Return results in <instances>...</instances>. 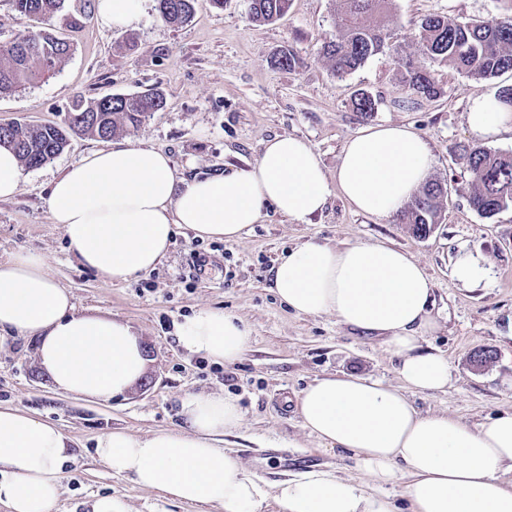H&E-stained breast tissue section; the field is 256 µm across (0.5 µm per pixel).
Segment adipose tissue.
I'll use <instances>...</instances> for the list:
<instances>
[{"label":"adipose tissue","mask_w":512,"mask_h":512,"mask_svg":"<svg viewBox=\"0 0 512 512\" xmlns=\"http://www.w3.org/2000/svg\"><path fill=\"white\" fill-rule=\"evenodd\" d=\"M467 122L479 138L512 127V107L497 96L471 98ZM434 158L412 126H369L344 145L335 178L313 148L294 136L264 142L248 167L177 181L170 157L115 143L93 151L57 178L48 207L80 263L114 282L150 271L166 256L176 227L202 239L236 241L266 207L296 222L321 211L339 189L358 212L390 217L427 182ZM280 302L298 315L335 314L346 326L382 338L400 379L327 375L300 392L297 413L325 449L351 453L372 486L311 469L269 484L220 448L242 423L237 400L194 394L184 425L145 437L109 430L95 452L116 476L162 498L213 512H255L273 500L280 512H398L381 493L404 482L406 512H512V412L476 425L423 414L415 393L444 391L451 365L428 348L436 326L433 284L409 253L381 243L336 247L309 239L272 269ZM39 341L37 359L69 394L107 400L126 393L147 367L127 322L80 313L42 256L0 259V335ZM179 345L215 363L237 362L251 332L238 316L202 306L176 328ZM73 441L55 423L0 406V505L7 512H54Z\"/></svg>","instance_id":"adipose-tissue-1"}]
</instances>
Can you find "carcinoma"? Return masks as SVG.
Instances as JSON below:
<instances>
[{"instance_id": "cac0c4a2", "label": "carcinoma", "mask_w": 512, "mask_h": 512, "mask_svg": "<svg viewBox=\"0 0 512 512\" xmlns=\"http://www.w3.org/2000/svg\"><path fill=\"white\" fill-rule=\"evenodd\" d=\"M69 0H13L15 11L32 21L59 17L70 31L81 28L83 13L71 10ZM336 35L326 39L321 54L338 76L355 71L369 58L387 52L401 69L402 103L418 104L440 95L427 61L439 60L477 81L512 70V18L491 16L477 22L446 16L426 18L412 52L390 41L379 21L390 0H336ZM194 0H156L161 18L173 27L188 22ZM290 0H249L250 19L271 22L287 11ZM73 51V42L48 30L37 38L18 35L0 51V92L41 82L52 76L61 61ZM165 105L164 94L148 90L105 96L90 103L77 99L62 124L32 126L15 120L0 124V146L12 149L22 164L39 167L61 154L73 134L110 138L127 127L141 124ZM465 176V189L474 210L492 217L512 207V155L485 147H465L458 157ZM446 200L444 186L427 182L396 214L401 224L424 237L438 223Z\"/></svg>"}]
</instances>
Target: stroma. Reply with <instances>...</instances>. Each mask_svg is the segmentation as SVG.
<instances>
[{
  "mask_svg": "<svg viewBox=\"0 0 512 512\" xmlns=\"http://www.w3.org/2000/svg\"><path fill=\"white\" fill-rule=\"evenodd\" d=\"M96 3L85 0L79 32L56 27V34L71 35L75 45L52 77L0 93V123L59 124L75 98L158 89L165 106L115 140L163 151L180 179L246 166L276 135L308 141L332 177L343 146L362 128L405 123L429 143L431 178L448 183L452 192L439 224L423 238L393 219L356 212L336 191L303 224L265 209L262 220L232 243L178 230L155 270L115 283L75 259L47 204L52 182L105 147V140L73 136L54 159L23 169L19 194L0 201V258L19 251L41 255L78 310L130 322L149 357L143 379L106 401L59 391L37 361L36 338L0 344V404L36 412L75 444L55 512H79L90 496L106 493L125 496L133 512H210L205 505L162 500L114 476L94 453L97 436L108 430L147 435L177 427L182 400L199 393L238 399L243 424L225 446L251 474L271 483L325 469L368 483L344 453L319 449L297 414L300 391L327 374L399 382L380 338L331 314L296 315L275 295L271 271L277 258L312 237L339 247L393 246L431 276L438 327L429 344L447 355L452 382L447 392L415 395L418 410L444 412L470 425L512 411V208L490 218L477 213L461 189L457 165L463 146L477 142L512 154V131L479 141L466 122L470 98L512 87L511 71L477 81L428 61L442 92L411 108L400 102L399 70L391 57H371L342 77L321 57V43L334 30L335 0H291L286 15L263 25L250 21L249 0H226L220 9L211 0H196L192 18L179 28L160 18L155 0H143L141 22L128 29L104 25ZM511 11L512 0H392L386 19L393 41L410 49L427 17L472 21ZM283 52L294 56L293 68L276 64ZM359 89L376 99L375 111H354L351 98ZM469 255L486 260L487 281L465 285L454 278L456 262ZM202 305L231 312L250 326V345L234 364L216 365L178 346L176 324ZM478 349L493 351L494 359L474 366L471 356Z\"/></svg>",
  "mask_w": 512,
  "mask_h": 512,
  "instance_id": "35a3bbf8",
  "label": "stroma"
}]
</instances>
